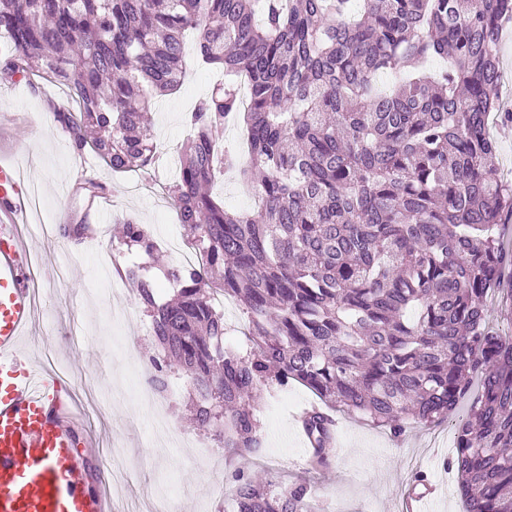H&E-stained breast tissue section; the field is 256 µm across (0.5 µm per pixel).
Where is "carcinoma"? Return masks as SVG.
<instances>
[{"label": "carcinoma", "mask_w": 512, "mask_h": 512, "mask_svg": "<svg viewBox=\"0 0 512 512\" xmlns=\"http://www.w3.org/2000/svg\"><path fill=\"white\" fill-rule=\"evenodd\" d=\"M0 0V77L30 75L76 105L54 121L77 151L114 171L155 163L152 95L185 74V35L224 84L186 114L194 137L168 187L199 267L166 272L175 298L125 268L151 318L154 387L180 374L199 427L228 456L259 450L261 387L296 382L321 404L301 419L307 466L335 461L332 418L357 413L395 435L410 420L455 425L448 469L466 512H512V336L487 329L488 296L512 310V256L493 227L512 216L487 130L499 110V33L512 0ZM446 61L429 73L428 59ZM403 68L387 92L379 74ZM241 118L249 163L224 140ZM254 186L261 205L230 212L218 174ZM119 244L146 255L145 225ZM220 289L245 319V346L224 345ZM237 512H316L310 487L234 472Z\"/></svg>", "instance_id": "cac0c4a2"}]
</instances>
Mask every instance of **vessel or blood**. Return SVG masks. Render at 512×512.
Listing matches in <instances>:
<instances>
[{"label": "vessel or blood", "instance_id": "1", "mask_svg": "<svg viewBox=\"0 0 512 512\" xmlns=\"http://www.w3.org/2000/svg\"><path fill=\"white\" fill-rule=\"evenodd\" d=\"M31 182L0 158V512H105L87 477L85 437L57 396V382L34 371L19 349L33 325L35 295L25 270L39 239L24 233ZM435 486L406 492L401 512H424Z\"/></svg>", "mask_w": 512, "mask_h": 512}]
</instances>
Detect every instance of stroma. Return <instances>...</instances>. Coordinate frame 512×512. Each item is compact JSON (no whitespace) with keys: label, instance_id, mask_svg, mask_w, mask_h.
<instances>
[{"label":"stroma","instance_id":"obj_1","mask_svg":"<svg viewBox=\"0 0 512 512\" xmlns=\"http://www.w3.org/2000/svg\"><path fill=\"white\" fill-rule=\"evenodd\" d=\"M217 77V71L191 63L180 91L155 97L152 134L159 160L144 173L112 171L95 156L90 168L81 170L67 134L52 118L56 109L69 105L62 89L36 76L0 80V151L15 152L44 201L31 218L32 227H52L33 261L39 311L49 314L50 323L46 336L30 349L29 359L49 373L64 369L61 400L76 405L81 434L100 438V447L85 451L95 487L109 494L105 460L114 446L121 445L132 471L127 500L112 502L116 512H153L152 490L159 484L168 489L180 512H233L234 487L228 476L240 467L288 484L306 481L324 512H398L402 493L421 474L443 488L430 512H463L455 474L444 466L454 452L453 421L436 427L415 423L396 436L359 415L339 413L336 464L327 472H311L293 417L314 396L297 383L258 392L262 446L256 454L231 461L220 448L199 456L182 446L183 438H200L204 432L186 407L190 386L180 380L170 401L174 445L154 447L151 421L131 372L132 364L150 362L155 354L151 321L129 290L118 302L132 306L135 318L115 326L95 292L99 281L93 258L57 229L64 218L72 224L92 222L91 196L85 188L92 178L105 184L112 197V210L103 220L102 245H110L120 221L130 217L150 227L162 243L155 269L179 266L178 254L163 244L168 234L183 233L175 209L158 206V193L173 178L164 160L180 155L189 135L184 115L211 92Z\"/></svg>","mask_w":512,"mask_h":512}]
</instances>
